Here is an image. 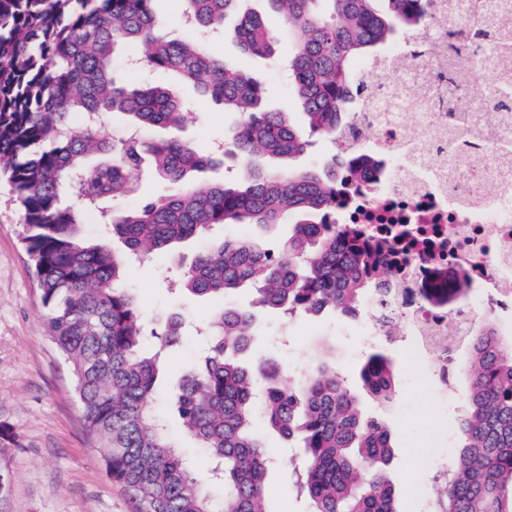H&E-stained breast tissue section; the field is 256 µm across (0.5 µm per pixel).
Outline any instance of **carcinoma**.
I'll list each match as a JSON object with an SVG mask.
<instances>
[{"mask_svg": "<svg viewBox=\"0 0 512 512\" xmlns=\"http://www.w3.org/2000/svg\"><path fill=\"white\" fill-rule=\"evenodd\" d=\"M184 20L196 29H221L241 0H183ZM282 21L275 32L256 12L236 28L245 54L267 57L298 29L289 59L294 95L307 120L302 131L286 110H263L264 87L199 41L165 30L156 0H0V176L24 212L23 244L48 314L45 330L76 380L83 419L96 437L107 477L125 490L137 512H269L270 453L253 433L264 421L303 452L295 486L310 512H403L386 472L392 456L384 423L365 419L355 389L319 360L294 385L272 360L249 363L256 309L290 316L348 315L370 294L377 257L339 224L336 169L326 157L313 168L254 164L306 154L311 138L336 139L365 88L353 79L358 57L374 54L425 16L421 0H266ZM142 43L146 64L195 86L200 95L240 114L232 133L236 152L250 164L233 183L203 174L212 159L179 138L190 113L169 89L120 85L112 73L119 47ZM120 112L133 125L163 128L166 138L109 141L95 122ZM83 121L77 132L74 117ZM110 154L94 169L86 160ZM178 187L143 206L104 216L115 251L83 234L74 197L89 206L135 191L144 169ZM293 217L288 238L251 236L215 241L196 255L182 290L224 297L252 288L247 308L226 306L214 317L203 361L177 388L185 431L213 462L223 496L196 477L169 440L153 407L155 382L182 321L147 329L135 296L124 286L127 258L204 236L217 225L267 230ZM450 289L427 300L452 305ZM153 339L154 348L144 345ZM466 348L471 385L459 420L464 444L444 486L440 512H512V342L488 322ZM361 388L381 404L394 401L393 363L370 353L359 371Z\"/></svg>", "mask_w": 512, "mask_h": 512, "instance_id": "1", "label": "carcinoma"}]
</instances>
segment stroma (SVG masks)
<instances>
[{"instance_id":"obj_1","label":"stroma","mask_w":512,"mask_h":512,"mask_svg":"<svg viewBox=\"0 0 512 512\" xmlns=\"http://www.w3.org/2000/svg\"><path fill=\"white\" fill-rule=\"evenodd\" d=\"M235 18H228L223 37L208 42L223 59L233 60L266 90V103L291 111L296 124L304 117L292 95L283 67L272 61L242 55L233 35ZM145 53L143 44L123 47L115 56L113 74L128 85L170 83L168 74L134 66ZM196 118L185 134L206 154L215 153L220 141L237 124L239 116L211 101L183 90ZM24 216L6 179H0V512H135L130 497L111 483L97 454L75 395V379L49 340L44 321L47 310L22 245ZM201 243H185L179 255L154 252L132 263L126 283L135 293L148 327L179 314L195 325L207 324L222 300L196 298L175 290L185 261ZM264 333L256 345L257 356L277 360L289 382H296L311 354L335 362L349 380L357 373L371 347L356 336L353 321L339 317L306 319L266 313L260 318ZM380 351L392 359L396 398L381 406L359 395L362 412L383 422L390 431L393 454L387 472L402 495L403 512H427L422 492L431 486L437 466L449 461L463 443L455 422L468 390L466 348H458L449 378H442L417 337L396 323L393 336L381 342ZM204 356L202 339L184 336L172 351L158 382L156 405L165 417L171 438L182 454L206 477L209 460L189 437L175 412L174 385ZM266 443L276 464L267 480L271 512H306V503L291 485V472L300 464L275 437Z\"/></svg>"}]
</instances>
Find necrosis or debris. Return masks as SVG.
<instances>
[{"label": "necrosis or debris", "mask_w": 512, "mask_h": 512, "mask_svg": "<svg viewBox=\"0 0 512 512\" xmlns=\"http://www.w3.org/2000/svg\"><path fill=\"white\" fill-rule=\"evenodd\" d=\"M412 40L387 43L383 60H366L357 82L379 86V66L420 87L418 131L397 111L363 106L336 139V153L381 161L373 172L343 185L337 223L381 250L389 273L385 298L393 315L440 352L448 350V322L460 329L485 302L512 313V104L502 90L512 84V55L495 52L512 41V0H426ZM439 43L412 56L409 43ZM453 50H444V43ZM456 69L451 86L440 79ZM464 283L468 296L456 317L403 294H424Z\"/></svg>", "instance_id": "necrosis-or-debris-1"}]
</instances>
